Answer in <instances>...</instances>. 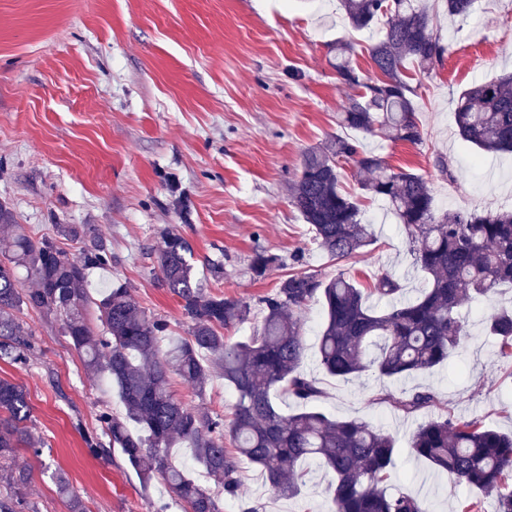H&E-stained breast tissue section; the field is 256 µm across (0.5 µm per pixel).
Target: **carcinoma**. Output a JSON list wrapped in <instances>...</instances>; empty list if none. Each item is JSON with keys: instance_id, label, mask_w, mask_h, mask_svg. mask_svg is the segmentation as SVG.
Segmentation results:
<instances>
[{"instance_id": "obj_1", "label": "carcinoma", "mask_w": 512, "mask_h": 512, "mask_svg": "<svg viewBox=\"0 0 512 512\" xmlns=\"http://www.w3.org/2000/svg\"><path fill=\"white\" fill-rule=\"evenodd\" d=\"M444 3L448 16L463 19L477 0ZM341 6L353 29L366 30L381 21L384 31L370 47L378 76L369 81L352 65V42L339 39L331 46L337 80L355 90L338 113L337 127L421 143L408 66L427 74L448 51L425 0H341ZM453 119L459 135L478 149L512 152V73L464 91ZM349 162L363 175L360 190L386 202L403 225L415 263L428 278L416 299H401L403 286L390 272L365 286L341 272L323 280L296 271L263 300L260 328L230 344L223 329L246 320L249 306L207 293L186 257V241L167 232L159 255L162 278L191 325L188 337L164 349L167 323L140 310L127 288L112 287L101 299L91 298L86 270L112 261L103 245L70 257L55 240L27 235L0 204V360L19 368L29 363L33 346L19 318L22 311L59 321L83 353L87 371L108 376L126 410L122 418L100 411L101 435H85L88 453L99 457L120 449L143 484L163 480L187 512H221L216 489L239 495L237 465L224 448L226 434L237 456L258 467L279 496L301 494L304 472L298 466L316 458L331 475L330 512H430L425 500L385 486L397 454L392 434L316 410L286 414L277 405L282 396L307 404L323 394L317 379L301 370L305 347L299 313L313 301L323 302L318 361L331 377L349 381L371 371L380 380L396 381L429 373L465 349L469 330L463 308L503 284L512 285V208L441 211L425 178L392 167L356 138L336 134L304 156L292 203L312 226L318 247L338 262L375 242L357 198L341 188L342 166ZM21 270L33 287H18ZM372 296L387 301L384 311L369 305ZM93 305L103 326L100 333L88 318ZM485 330L497 338L498 353L512 357V306L490 314ZM216 370L237 395L227 423L221 414L186 406L170 391L176 375L202 396ZM380 400L405 416L439 404L435 392L423 388L398 397L387 393ZM28 421L26 390L1 378L0 470L6 472L8 490L0 494V512H38L26 498L30 471L16 463L19 448L37 457L42 452ZM176 445L192 450L215 488L202 486L172 462L169 449ZM409 448L458 482L496 493L494 512H512V490H505L512 482V432L450 412L420 423ZM55 479L58 492L69 498L70 512H87L65 474L59 471Z\"/></svg>"}]
</instances>
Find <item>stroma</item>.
Instances as JSON below:
<instances>
[{"instance_id":"stroma-1","label":"stroma","mask_w":512,"mask_h":512,"mask_svg":"<svg viewBox=\"0 0 512 512\" xmlns=\"http://www.w3.org/2000/svg\"><path fill=\"white\" fill-rule=\"evenodd\" d=\"M433 24L450 47L430 74L413 73L421 144L370 136L367 148L428 180L438 209L466 211L512 205V153L486 154L462 140L452 112L475 84L512 71V0H478L467 18L437 13ZM380 27L352 30L339 0H0V203L35 238L60 224L90 228L62 241L72 256L103 242L112 262L89 272L88 286H126L147 315L167 322L166 336L186 337L189 319L165 287L157 262L164 232L190 244L195 277L207 291L246 302L245 322L224 330L228 342L250 336L263 301L288 273L322 279L343 272L366 284L383 271L400 278L404 299L427 286L407 236L385 202L363 199V219L376 241L342 262L332 261L291 203L303 156L337 131L349 95L336 78L330 46L349 37L363 78L375 77L369 45ZM448 162L440 173L436 157ZM279 258L264 276L252 259ZM512 303L502 286L466 313L471 336L461 356L432 373L383 384L371 373L342 382L318 365L322 302L301 313L303 370L320 382L318 410L357 418L398 441L390 485L427 500L431 512H461L468 498L492 512L491 495L455 484L413 457L407 441L427 413L404 416L382 392L432 389L439 412L476 415L512 430V358L498 353L483 320ZM34 343L19 369L0 360V378L24 386L29 426L41 456L19 449L29 466L27 497L39 512H70L52 477L64 471L89 512H185L162 480L143 487L120 451L88 454L84 434L100 431L98 414L124 411L107 377L88 373L59 322L34 311L21 315ZM176 398L192 408L232 417L236 393L214 374L204 395L173 379ZM240 498H221V512L241 500L261 512H329V476L308 461L299 496L276 497L259 469L237 462Z\"/></svg>"}]
</instances>
